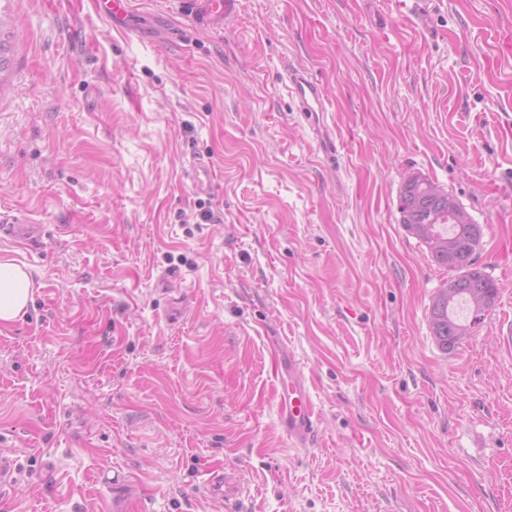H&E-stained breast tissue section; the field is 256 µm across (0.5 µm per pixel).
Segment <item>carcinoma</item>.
Here are the masks:
<instances>
[{"mask_svg":"<svg viewBox=\"0 0 512 512\" xmlns=\"http://www.w3.org/2000/svg\"><path fill=\"white\" fill-rule=\"evenodd\" d=\"M7 24L8 21L0 14V72L6 68L9 51L11 32ZM430 184L431 180H423L417 174L409 176L400 191L398 210L400 224L422 244H427V239L434 237L456 249L458 262L452 267L448 266V248L428 250L432 261L448 271V280L432 300L430 330L439 346L451 352L483 323L486 312L497 297L498 287L491 275L477 263L480 225L461 223L448 214V209L439 207L428 195ZM416 199L422 200L426 211L435 215L434 220L425 225L423 233L419 231V225L408 223L407 214L412 211Z\"/></svg>","mask_w":512,"mask_h":512,"instance_id":"obj_1","label":"carcinoma"}]
</instances>
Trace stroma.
I'll list each match as a JSON object with an SVG mask.
<instances>
[{
  "instance_id": "obj_1",
  "label": "stroma",
  "mask_w": 512,
  "mask_h": 512,
  "mask_svg": "<svg viewBox=\"0 0 512 512\" xmlns=\"http://www.w3.org/2000/svg\"><path fill=\"white\" fill-rule=\"evenodd\" d=\"M423 2L239 0L208 24L131 0L126 31L0 0V213L43 229L0 239L34 283L0 327V512H512V0ZM413 174L480 225L498 286L450 353L428 323L447 275L399 222ZM279 347L318 416L304 449ZM215 469L247 495L218 507ZM289 89L298 104L299 112L306 118H314L324 112V92L308 72L292 70L288 74ZM189 178L194 190L200 194H209L213 191V178L210 166L200 159L192 162ZM278 423L292 448H307L318 418L312 406L307 379L291 353L278 352Z\"/></svg>"
}]
</instances>
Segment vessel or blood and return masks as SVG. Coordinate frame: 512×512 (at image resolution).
<instances>
[{
  "label": "vessel or blood",
  "mask_w": 512,
  "mask_h": 512,
  "mask_svg": "<svg viewBox=\"0 0 512 512\" xmlns=\"http://www.w3.org/2000/svg\"><path fill=\"white\" fill-rule=\"evenodd\" d=\"M104 15L120 26H127L131 0H95ZM289 89L305 118L315 117L324 109V92L308 72L294 70L288 75ZM189 178L194 190L200 194L211 193L214 189L210 166L202 160H194L190 166ZM16 237L25 240L36 238V231L21 219L13 217L0 220V237ZM276 371L278 383V423L295 448L309 447L316 431L318 418L312 406L307 379L292 354L279 353ZM210 487L218 498L235 499L245 491L244 483L232 484L223 473H215Z\"/></svg>",
  "instance_id": "obj_1"
}]
</instances>
